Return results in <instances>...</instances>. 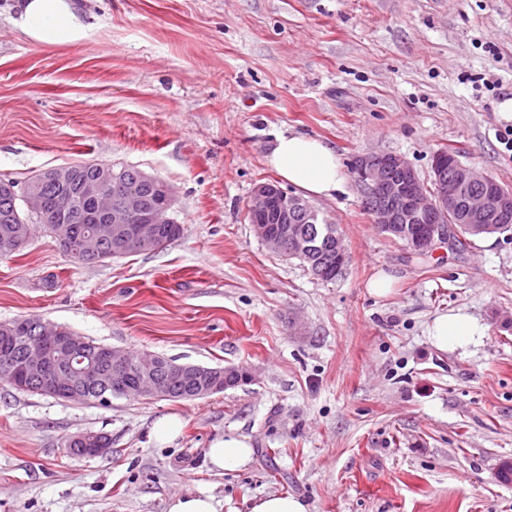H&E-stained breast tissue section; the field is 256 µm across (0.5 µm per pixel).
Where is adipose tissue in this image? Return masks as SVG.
I'll list each match as a JSON object with an SVG mask.
<instances>
[{
	"instance_id": "1",
	"label": "adipose tissue",
	"mask_w": 512,
	"mask_h": 512,
	"mask_svg": "<svg viewBox=\"0 0 512 512\" xmlns=\"http://www.w3.org/2000/svg\"><path fill=\"white\" fill-rule=\"evenodd\" d=\"M17 26L36 46L72 43L86 26L74 0H21ZM267 165L284 181L306 195L330 198L343 191L346 175L334 150L323 140L299 133L280 135ZM430 334L438 345H464L484 336L485 329L468 313L438 316ZM252 455L249 437L228 435L215 439L208 450L214 469L234 471L247 465Z\"/></svg>"
}]
</instances>
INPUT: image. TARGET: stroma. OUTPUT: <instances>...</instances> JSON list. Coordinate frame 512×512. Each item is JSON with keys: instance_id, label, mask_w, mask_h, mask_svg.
Instances as JSON below:
<instances>
[{"instance_id": "1", "label": "stroma", "mask_w": 512, "mask_h": 512, "mask_svg": "<svg viewBox=\"0 0 512 512\" xmlns=\"http://www.w3.org/2000/svg\"><path fill=\"white\" fill-rule=\"evenodd\" d=\"M79 41L34 47L0 0V176L124 163L174 190L183 232L83 266L40 224L0 256V322L37 318L132 352L242 367L253 381L193 401L92 406L0 381V512H168L204 493L219 512L288 494L310 512H512V240L424 256L382 234L348 181L311 199L349 264L331 283L271 253L247 217L278 134L318 136L343 166L404 156L421 179L458 152L512 187L497 138L512 99V0H77ZM393 292L368 294L377 272ZM463 310L485 334L437 347ZM182 421L161 444L153 423ZM112 451L68 456L74 434ZM245 435L218 473L214 439ZM208 458L214 469L234 471L250 461L252 447L247 436H224L215 439L208 448Z\"/></svg>"}]
</instances>
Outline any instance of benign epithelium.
Masks as SVG:
<instances>
[{
	"mask_svg": "<svg viewBox=\"0 0 512 512\" xmlns=\"http://www.w3.org/2000/svg\"><path fill=\"white\" fill-rule=\"evenodd\" d=\"M431 183L424 182L403 156L394 153L360 155L352 165L355 182L361 187L364 199L369 202L374 219L384 232L400 233L403 224H424L426 231L413 237L411 246L420 253H430L437 243L448 240V225L465 224L470 232H485L491 224L512 221V194L501 189L490 175L473 166L455 163L448 169L445 156L436 153L431 163ZM162 201L151 211L144 210L131 191L121 190L118 183L107 178L90 184L85 199L93 204L89 215L94 224L113 225L112 236L124 250L136 249L151 232L154 224L170 221L168 212L174 198L171 186L153 176ZM76 208V202L66 193L61 194L54 211L53 222L67 223ZM311 210L301 197L293 195L273 182L256 185L248 205V219L269 249L284 241L298 242L296 230L291 226L292 217L300 211ZM281 225L279 235L266 233V225ZM61 352L67 360L71 377L86 375L95 366L85 364L84 351L74 336H57L50 330L36 339L30 347L25 371L39 377L54 375V366L47 363V355ZM101 362L112 365L105 390L122 389L128 392L124 380L128 351L108 346L98 356ZM164 363V357L143 353L135 364L140 381L134 397L153 395L152 382L155 371Z\"/></svg>",
	"mask_w": 512,
	"mask_h": 512,
	"instance_id": "benign-epithelium-1",
	"label": "benign epithelium"
}]
</instances>
